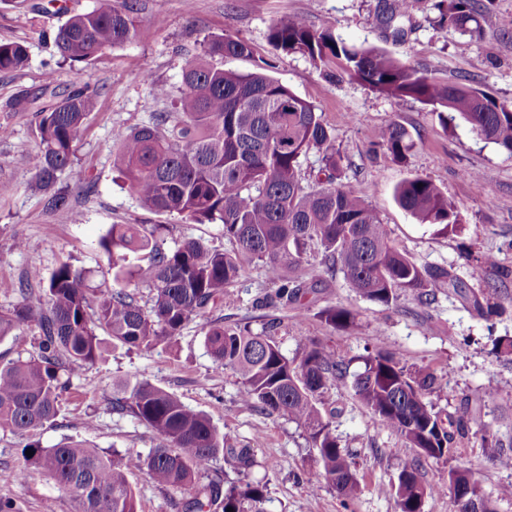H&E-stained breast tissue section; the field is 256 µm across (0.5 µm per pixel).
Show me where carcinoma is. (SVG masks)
Instances as JSON below:
<instances>
[{"instance_id": "cac0c4a2", "label": "carcinoma", "mask_w": 512, "mask_h": 512, "mask_svg": "<svg viewBox=\"0 0 512 512\" xmlns=\"http://www.w3.org/2000/svg\"><path fill=\"white\" fill-rule=\"evenodd\" d=\"M410 7V0H390L388 23L406 16ZM437 8L440 23L463 36L481 35L475 0H448ZM142 9L143 0H97L91 10L69 15L56 28L52 39L57 53L65 61H86L136 40V15ZM269 40L287 55L334 63L337 71L382 96L429 105L444 126L460 119L478 136L512 153V105L481 90L437 81L378 48H349L332 31L314 30L299 17L275 23ZM251 54L250 44L236 36L205 41L201 54L183 68L175 110L114 134V162L143 209L195 224H221L232 251L212 250L190 239L165 252L155 238L165 225L114 224L100 240L101 248L113 254L111 289L92 296L85 274L68 263L52 272L43 293L24 285L19 290L22 300L0 311V341L32 324L39 336L38 354L0 361V429L25 436L55 421L67 386L60 372L102 357L98 330L117 344L151 349L202 318L214 363L238 376L241 403L304 428L316 458L307 479L317 488L330 486L346 508L360 486L354 454L332 429L336 408L327 396L335 381L346 376L347 366L315 339L291 358L283 354L272 336L281 324L274 315L259 332L244 322L226 324L207 315L224 306L229 287L255 262L277 285L264 296V308H286L319 293L326 281L307 277L305 267L312 247L322 250L328 275L341 272L349 287L374 303L389 306L410 292L419 304L429 305L438 286L450 282L457 292L463 289L448 279V270L422 266L401 253L378 212L338 183L342 155L313 104L262 71L239 74L213 64L215 58ZM27 59L24 44L0 41V72L17 71ZM97 98V88L89 82L63 89L49 71L38 93H21L5 104L11 112H32L38 118L34 169L47 191L49 211L69 209L72 189L90 190L75 162L74 144ZM410 148L406 128L397 123L381 128L370 144L371 151L399 159ZM312 149L320 154L321 166L310 181L302 173L301 157ZM65 172L70 186L59 184ZM394 197L421 224L438 226L443 233L460 224L456 201L427 178L404 179ZM145 251L150 264L141 272L132 258ZM489 272L502 284L512 276L492 254L471 266L478 281ZM136 279L152 294L148 309L130 288ZM319 317L335 330L358 326L356 316L342 307L326 306ZM362 363L352 382L354 396L404 447L439 460L468 435V410L444 417L428 399L440 388L434 374L408 368L393 352L368 355ZM122 393L112 399V409L132 414L157 435L147 454L129 453L117 462L80 441L52 448L32 442L25 448L33 455L23 456L22 465L10 474L24 480L32 471L40 472L65 492L74 512H136L127 480L133 471L166 489L191 492L189 512H211L216 505L222 512H264V490L257 484L226 489L196 484L198 474L221 457L248 475L252 449L229 447L205 414L146 380L123 386ZM434 494L448 498V512H470L469 501L450 487L422 482L418 458L403 460L394 485L398 512H421L424 498Z\"/></svg>"}]
</instances>
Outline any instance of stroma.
I'll list each match as a JSON object with an SVG mask.
<instances>
[{
	"label": "stroma",
	"instance_id": "stroma-1",
	"mask_svg": "<svg viewBox=\"0 0 512 512\" xmlns=\"http://www.w3.org/2000/svg\"><path fill=\"white\" fill-rule=\"evenodd\" d=\"M437 2L413 0L409 15L399 21L405 34L396 39L381 22L386 0H193L189 6L184 0H144L137 40L70 63L52 43L53 28L65 20L59 8L89 10L96 0H0V41L25 42L29 55L25 69L0 72V128L10 132L0 140V180L14 185L9 196L0 197V309L19 301V287L32 270L47 277L63 262L82 270L93 290L110 289L112 257L99 241L115 224L169 225L157 239L166 251L186 239L229 249L222 225L143 210L113 165L115 129L145 124L153 113L172 109L170 99L153 95L152 83L178 94L185 61L200 53L205 40L225 34L248 41L253 55L223 59L222 68L248 73L258 62H268L271 77L316 106L346 157L343 184L380 213L399 251L419 264L447 268L475 294L485 292L496 276L472 280L462 255L492 253L512 268V153L481 139L465 123L443 127L430 106L417 100L395 102L346 77L328 80L308 57L282 54L269 41L273 24L298 16L314 29L332 28L349 45L386 50L436 80L470 84L512 104V0H479L483 34L470 40L439 24ZM49 67L60 85L83 79L100 88L98 106L75 146L92 190L74 196L71 209L56 212L46 210L35 178V117L4 108L20 91L39 88ZM391 123L403 125L412 141L401 163L389 153L370 151L377 132ZM412 176L432 180L457 201L462 222L455 232L439 234L396 203L395 187ZM274 290L262 266L251 265L219 314L228 323L248 319L261 330L265 310L260 300ZM327 306L354 312L358 328L344 332L326 326L318 312ZM505 306L502 315L487 320L477 315L472 300L445 286L437 288L427 307L409 294L383 306L362 298L338 276L321 293L308 295L300 309L281 310L277 336L289 356L309 339L321 340L352 374L361 369V356L377 351L398 352L407 364L433 372L442 384L434 398L437 408L449 414L469 410L477 423L451 455L424 461L423 481L442 485L450 471L465 468L485 491L494 492L512 484V469L497 465L486 445L490 439L512 442V362L497 357L493 348L496 340L512 338V299ZM204 334L198 319L172 341L149 350L107 347L101 360L70 374L53 424L30 438L0 430V498L12 499L17 512H73L68 496L40 473L22 484L6 479L32 438L45 447L75 438L116 460L129 452L148 453L157 442L155 432L131 414L112 410L116 382L146 380L208 414L228 444L251 448L248 479L263 486L265 512H397L390 489L401 459L416 451L368 412L350 381L337 382L329 394L337 408L335 433L354 452L361 485L345 511L331 487L314 492L304 479L314 465L306 431L284 417L244 406L237 375L215 367ZM491 387L497 390L492 397L487 394ZM128 479L137 512H187L188 494L158 486L138 471Z\"/></svg>",
	"mask_w": 512,
	"mask_h": 512
}]
</instances>
